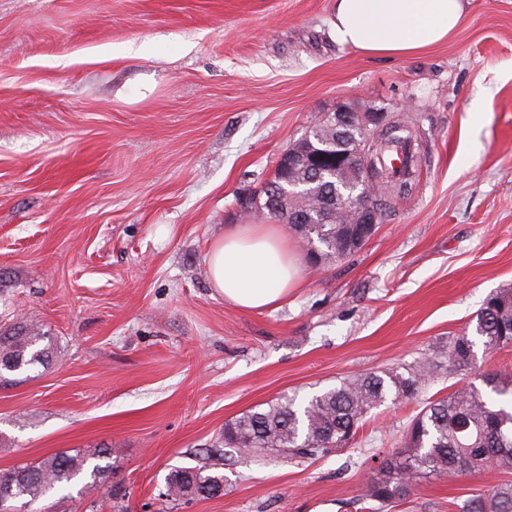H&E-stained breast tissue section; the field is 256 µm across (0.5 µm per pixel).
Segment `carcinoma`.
<instances>
[{
    "instance_id": "obj_1",
    "label": "carcinoma",
    "mask_w": 512,
    "mask_h": 512,
    "mask_svg": "<svg viewBox=\"0 0 512 512\" xmlns=\"http://www.w3.org/2000/svg\"><path fill=\"white\" fill-rule=\"evenodd\" d=\"M392 134L380 139L370 154V167L394 173L388 164ZM330 137L320 127L306 131L293 145L304 149L327 142ZM346 177L331 167L322 179L310 185L312 192L327 194L339 189ZM308 224L290 228L302 240L306 258L317 255L326 267L347 256L342 254L346 233L357 237L370 235L365 224H329L317 211L310 213ZM475 336L487 350L512 346V287L504 286L490 294L477 311ZM474 341L466 335L448 344V364L467 367L474 360ZM54 355L52 337L33 322L0 326V378L45 367ZM434 364L425 361L403 376L396 372L370 373L345 379L307 401L294 396L273 399L267 407L248 411L225 423L221 434L223 448L205 449V460L219 456L230 462L259 451L284 457L319 458L332 448H341L353 440L367 414L388 397L413 398L432 375ZM483 390L470 383L448 396L425 406L411 421L403 448L382 459L366 491L367 499L380 504L407 496L417 479L441 478L459 471L493 469L512 473V409L501 405L499 397L512 396V383L495 372L482 374ZM113 449L74 448L57 452L38 461L23 462L0 470V493L9 494L7 506L15 502L35 504L80 478H88V487L107 483L112 477ZM166 509L182 500L213 498L223 495L224 475L210 465L175 467L167 475ZM459 512H512V479L490 486L482 493L458 505Z\"/></svg>"
}]
</instances>
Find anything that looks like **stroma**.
<instances>
[{
	"label": "stroma",
	"instance_id": "35a3bbf8",
	"mask_svg": "<svg viewBox=\"0 0 512 512\" xmlns=\"http://www.w3.org/2000/svg\"><path fill=\"white\" fill-rule=\"evenodd\" d=\"M334 0H0V325L53 336L50 366L0 384V469L116 448L106 485L38 512H160L172 468L196 466L227 420L347 378L436 364L419 398L386 400L352 447L239 460L224 493L172 512H361L380 458L424 401L512 346L452 369L485 298L512 285V0H468L448 42L370 57L336 44ZM408 121L417 166L372 239L312 271L280 308L212 288L213 240L252 213L279 152L344 104ZM500 479H421L386 512H456ZM475 342L467 335L457 336L448 344V364L455 368L470 366L474 360ZM467 345V350L464 347Z\"/></svg>",
	"mask_w": 512,
	"mask_h": 512
}]
</instances>
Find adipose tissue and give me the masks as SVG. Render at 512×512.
Listing matches in <instances>:
<instances>
[{"label": "adipose tissue", "mask_w": 512, "mask_h": 512, "mask_svg": "<svg viewBox=\"0 0 512 512\" xmlns=\"http://www.w3.org/2000/svg\"><path fill=\"white\" fill-rule=\"evenodd\" d=\"M464 11V0H335L333 38L368 56H412L446 41ZM206 262L212 287L246 311L277 308L300 282L287 236L270 224L234 226Z\"/></svg>", "instance_id": "ef3b65f1"}]
</instances>
